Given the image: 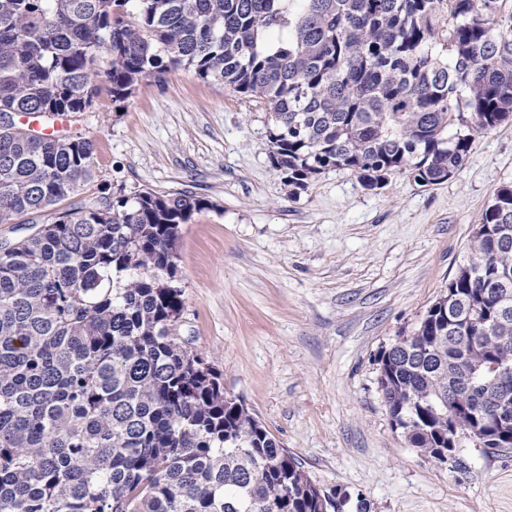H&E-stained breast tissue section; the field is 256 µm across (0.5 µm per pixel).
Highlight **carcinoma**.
I'll use <instances>...</instances> for the list:
<instances>
[{"label": "carcinoma", "mask_w": 512, "mask_h": 512, "mask_svg": "<svg viewBox=\"0 0 512 512\" xmlns=\"http://www.w3.org/2000/svg\"><path fill=\"white\" fill-rule=\"evenodd\" d=\"M192 68L254 97L292 192L323 172L422 187L512 121V0H0V512H343L202 358L177 341L182 192L54 206L94 177L92 140L17 113L120 108L139 82ZM448 289L381 351L391 422L424 455L512 431V184ZM509 294V307L499 297ZM485 387L467 394L475 366Z\"/></svg>", "instance_id": "obj_1"}]
</instances>
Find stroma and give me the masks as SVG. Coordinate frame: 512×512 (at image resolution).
I'll return each instance as SVG.
<instances>
[{
  "instance_id": "obj_1",
  "label": "stroma",
  "mask_w": 512,
  "mask_h": 512,
  "mask_svg": "<svg viewBox=\"0 0 512 512\" xmlns=\"http://www.w3.org/2000/svg\"><path fill=\"white\" fill-rule=\"evenodd\" d=\"M257 99L178 69L143 80L122 111L101 95L70 114L93 140L95 177L134 197L187 191L206 208L182 225L178 339L218 373L324 490L370 512H512V449L465 444L456 480L391 425L377 358L412 332L463 263L475 224L512 183V122L476 134L462 169L369 190L351 171L291 192L270 162Z\"/></svg>"
}]
</instances>
